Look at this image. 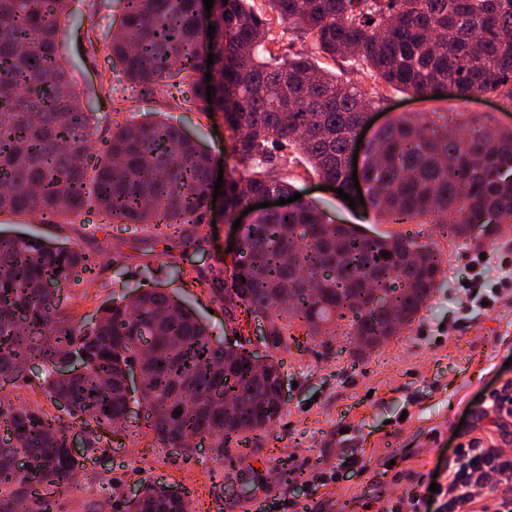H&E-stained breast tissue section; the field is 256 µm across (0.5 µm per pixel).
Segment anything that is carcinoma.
<instances>
[{"label": "carcinoma", "instance_id": "cac0c4a2", "mask_svg": "<svg viewBox=\"0 0 512 512\" xmlns=\"http://www.w3.org/2000/svg\"><path fill=\"white\" fill-rule=\"evenodd\" d=\"M70 0H0V212L43 221L97 208L112 224L159 228L181 254L204 251L200 224L210 210L208 177L215 155L160 119L116 123L106 152L87 156L96 135L92 105L73 87L59 20ZM218 0L203 18L196 0H123L121 25L102 51L121 66L134 99H150L189 80L204 110L224 112L232 168L224 176V219L250 198L295 191L275 152L293 147L313 174L349 192L348 153L357 145L374 100L352 80L319 66L315 56L366 68L376 82L429 98L451 85L456 95L512 102V0ZM284 24L314 54L279 57L269 47L273 22ZM215 26L212 50L200 31ZM208 68L211 81L197 78ZM212 86L211 94L206 87ZM212 102H207V99ZM423 122L400 118L365 147L367 198L390 224H441L454 240L474 241L489 225L512 222V128L473 118ZM388 256H383V253ZM435 242L410 234L370 236L357 224H331L312 204L259 215L241 237L230 279L210 266L215 300L264 317L274 348L298 326L327 336L340 320L347 335L379 346L416 320L442 275ZM82 248L46 247L31 234L0 235V378L16 379L38 358L49 364L47 394L72 419L98 431L115 428L129 402L152 417L154 441L190 451V441L264 430L280 417L281 362L257 376L243 345L214 338L179 299L145 289L114 301L86 324L44 288L65 290L94 272ZM394 300L395 316L374 306V290ZM151 341L142 354L138 335ZM77 359L83 368L61 366ZM142 372L128 399L125 372ZM0 512H53L81 460L55 417L0 399ZM26 465L14 464L15 455ZM135 512H189L185 495L147 485Z\"/></svg>", "mask_w": 512, "mask_h": 512}]
</instances>
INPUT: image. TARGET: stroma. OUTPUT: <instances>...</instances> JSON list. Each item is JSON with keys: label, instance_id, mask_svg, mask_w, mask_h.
<instances>
[{"label": "stroma", "instance_id": "obj_1", "mask_svg": "<svg viewBox=\"0 0 512 512\" xmlns=\"http://www.w3.org/2000/svg\"><path fill=\"white\" fill-rule=\"evenodd\" d=\"M122 13V0H71V21L61 27L71 80L82 99L96 103L95 147L110 136L113 118L136 123L146 113L160 112L203 149L223 155L230 145L223 113L203 111L187 102L185 93L119 111L130 94L122 67L89 48L118 28ZM335 71L357 82L368 97L380 92L350 64H336ZM380 93L384 100L365 132L369 139L395 118L429 119L442 112L512 127V103L503 100L464 101L451 94L421 100L390 87ZM287 175L303 199L333 223L361 225L371 236L410 233L439 244L445 258L439 285L400 335L358 356L350 338L339 332L321 339L299 330L281 351L248 341L242 333L245 312L225 311L199 278L235 238L217 208L200 226L207 239L204 252L186 256L168 249L163 238L151 240L104 223L94 208L60 215L51 224L26 213L0 212V228L8 234H34L96 255V282L73 284L62 294L63 306L82 320L96 319L99 308L112 301L154 288L179 297L214 337L249 344L251 351L277 355L282 362L281 415L271 428L247 434L246 447L232 443L219 454L209 438L193 440L187 454L157 447L144 407H136L117 429L102 435L104 455L78 469L67 491L56 497L54 512H123L133 491L158 482L183 492L191 512H249L258 498L265 501V512H386L410 488L399 472L444 471L454 448L473 438L501 448L512 442V433L474 416L479 397L512 381V290L499 287L500 273L512 270V229L498 224L489 237L454 244L437 225L390 224L371 205L349 207L333 188H319L317 177L302 166L288 165ZM480 253L486 256L481 269L473 263ZM175 265L183 268V277L173 275ZM43 377L41 363L32 361L17 379L0 384V397L41 406L70 424V416L56 411L40 390ZM355 457L363 472L351 470ZM324 470L340 472V480L311 481L312 472Z\"/></svg>", "mask_w": 512, "mask_h": 512}]
</instances>
